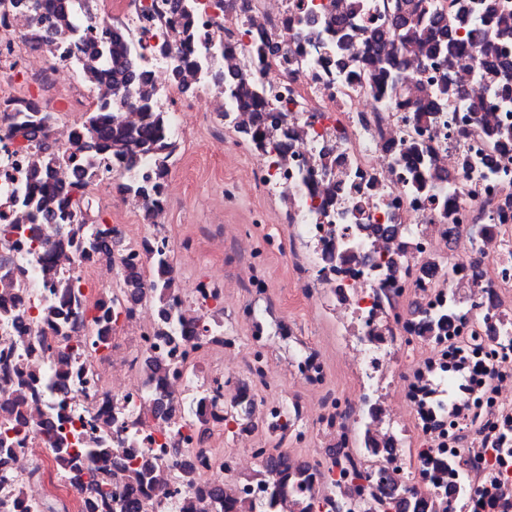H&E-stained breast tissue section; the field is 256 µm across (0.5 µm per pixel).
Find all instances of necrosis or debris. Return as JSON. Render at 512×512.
<instances>
[{"instance_id": "necrosis-or-debris-1", "label": "necrosis or debris", "mask_w": 512, "mask_h": 512, "mask_svg": "<svg viewBox=\"0 0 512 512\" xmlns=\"http://www.w3.org/2000/svg\"><path fill=\"white\" fill-rule=\"evenodd\" d=\"M127 2L120 26L172 141L208 101L200 123L251 158L244 181L282 232L176 231L166 177L127 224L112 207L130 200L117 164L87 186L89 213H110L108 250L0 209V512H512V141L488 134L512 127V99L473 55L398 45L405 78L389 100L363 43L329 52L330 18L385 27L398 0H195L187 22L159 18L165 0ZM69 3L65 19L31 24L0 0V69L13 77L0 127L18 108L49 114L65 189L83 167L66 115L143 118L85 78L113 24L79 25L90 0ZM187 29L203 53L180 80L167 51ZM35 32L48 36L39 51ZM229 80L260 97L262 138ZM443 83L463 100L417 111L418 85ZM34 160L0 139V202ZM241 182L225 181V199ZM201 249L222 256V276L182 267ZM272 252L288 262L278 287ZM132 266L145 282L135 302ZM338 369L351 392L334 386Z\"/></svg>"}]
</instances>
